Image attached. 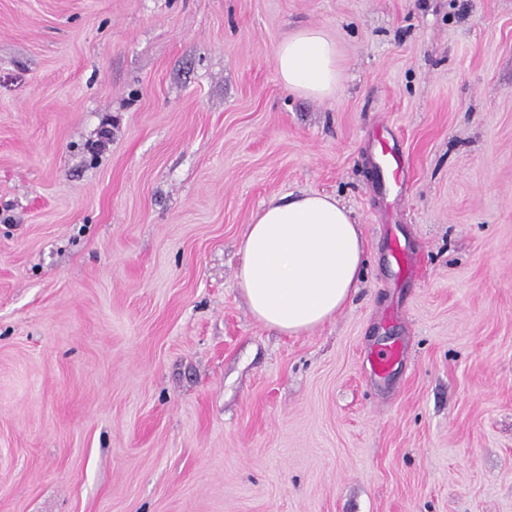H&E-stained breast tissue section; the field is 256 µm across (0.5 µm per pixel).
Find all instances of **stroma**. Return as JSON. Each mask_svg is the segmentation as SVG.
Returning <instances> with one entry per match:
<instances>
[{
	"instance_id": "35a3bbf8",
	"label": "stroma",
	"mask_w": 512,
	"mask_h": 512,
	"mask_svg": "<svg viewBox=\"0 0 512 512\" xmlns=\"http://www.w3.org/2000/svg\"><path fill=\"white\" fill-rule=\"evenodd\" d=\"M303 193L365 264L289 335L236 274ZM0 512H512V0H0ZM336 41L321 28H303L282 40L274 53L281 84L306 96L325 98L336 90L338 80Z\"/></svg>"
}]
</instances>
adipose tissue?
I'll use <instances>...</instances> for the list:
<instances>
[{
	"label": "adipose tissue",
	"instance_id": "obj_1",
	"mask_svg": "<svg viewBox=\"0 0 512 512\" xmlns=\"http://www.w3.org/2000/svg\"><path fill=\"white\" fill-rule=\"evenodd\" d=\"M337 61L335 41L315 26L285 38L274 53L281 84L316 98L334 92ZM364 253L361 227L336 197H274L246 227L236 286L256 320L298 334L349 302Z\"/></svg>",
	"mask_w": 512,
	"mask_h": 512
}]
</instances>
